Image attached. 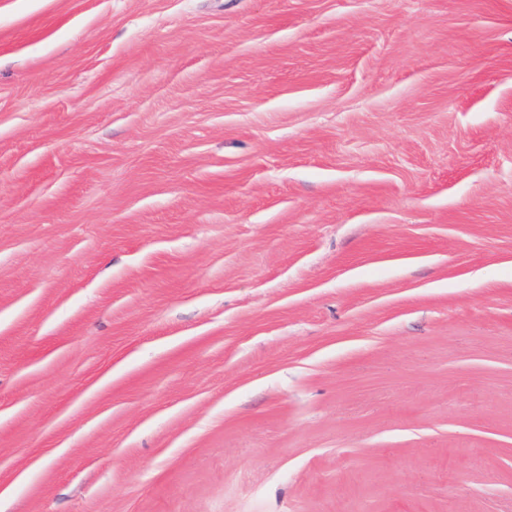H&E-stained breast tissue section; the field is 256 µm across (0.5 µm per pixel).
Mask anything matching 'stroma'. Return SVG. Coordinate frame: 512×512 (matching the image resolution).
I'll return each instance as SVG.
<instances>
[{
  "label": "stroma",
  "mask_w": 512,
  "mask_h": 512,
  "mask_svg": "<svg viewBox=\"0 0 512 512\" xmlns=\"http://www.w3.org/2000/svg\"><path fill=\"white\" fill-rule=\"evenodd\" d=\"M0 512H512V0H0Z\"/></svg>",
  "instance_id": "1"
}]
</instances>
